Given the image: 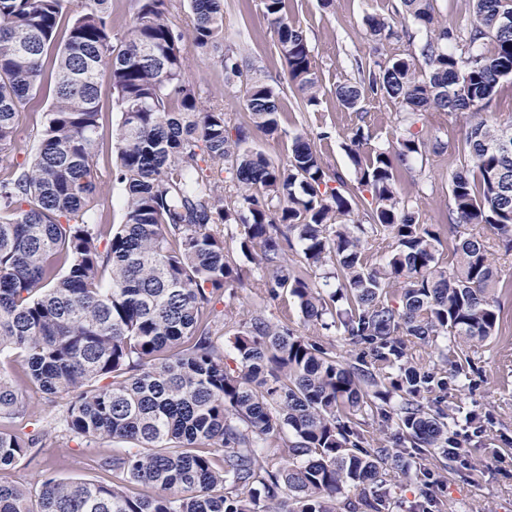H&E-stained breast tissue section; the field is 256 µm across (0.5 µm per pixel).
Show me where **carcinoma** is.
<instances>
[{
  "label": "carcinoma",
  "instance_id": "obj_1",
  "mask_svg": "<svg viewBox=\"0 0 512 512\" xmlns=\"http://www.w3.org/2000/svg\"><path fill=\"white\" fill-rule=\"evenodd\" d=\"M140 2L116 49L111 0H0L1 158L48 59L55 81L34 158L0 178V356L23 354L31 386L71 396L61 431L87 448L111 440L98 466L119 479L47 472L36 508L0 480V512H397L392 469L413 471L417 512H433L434 472L420 460L434 454L454 470L453 426L476 417L439 407L448 380L416 347L437 350L462 388L468 350L499 331L494 254L512 252V148L500 145L512 122L488 108L512 76V0H472L465 30L442 23L437 0L367 18L377 41L414 43L400 16L424 37L411 52L355 60L357 78L336 88L355 112L351 176L301 132L279 164L255 147L256 131L282 136L279 93L229 45L225 83L244 88L247 120L231 127L202 105L185 69L190 53L224 38V0H189L188 37L169 0ZM260 5L290 89L318 105L306 34L285 0ZM105 73L121 113L120 224L89 208ZM368 97L402 108L394 144L368 148L358 108ZM463 112L480 120L448 143L462 159L448 224H425L397 164L429 161L420 116L447 123ZM226 231L252 267L226 253ZM236 288L263 289L269 306L292 299L305 323L360 353L340 358L262 309L239 321L217 313ZM23 414L0 371V473L55 431H22ZM367 418L396 439H367Z\"/></svg>",
  "mask_w": 512,
  "mask_h": 512
}]
</instances>
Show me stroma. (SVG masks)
Wrapping results in <instances>:
<instances>
[{
    "mask_svg": "<svg viewBox=\"0 0 512 512\" xmlns=\"http://www.w3.org/2000/svg\"><path fill=\"white\" fill-rule=\"evenodd\" d=\"M400 0H334L323 7L321 0H287L286 10L309 39L317 73L323 86L318 105H303L289 88L284 63L276 39L259 6V0H224V30L240 46L248 61L259 68L268 83L280 94L282 127L287 133H305L320 150L325 163L333 169L350 172L352 163L345 142L354 115L336 98L337 85L354 80L355 59L375 54V44L366 34L365 20L383 15ZM185 78L193 84L208 108H218L232 121L244 118V91L226 88L221 51L215 50L189 60ZM54 75L45 71L42 89L35 102L25 105L16 133L15 149L0 160V172L28 161L36 152L43 129L44 114L52 101ZM100 144L96 151L98 189L91 200L108 223H121L123 189L112 181L116 150L112 131L120 113L109 80L100 87ZM375 146L391 141L399 121L400 107L390 101L368 98L362 103ZM458 165L447 152L432 154L426 169L402 165L397 169L402 193L420 194L421 220L443 224L448 215V182ZM503 312L497 336L479 346L476 353L478 372L473 384L454 395L465 409L481 419V430L467 427L460 436L467 452V467L441 473L434 491L443 504H471L473 512H512V295L502 298ZM25 361L13 355L0 360L4 370L18 383L28 418L48 423L65 411L67 395L47 396L23 380ZM104 444L93 448L77 446L67 438H57L42 449L32 450L1 478L13 484L35 489L41 475L53 472L59 477L80 481H111L97 462Z\"/></svg>",
    "mask_w": 512,
    "mask_h": 512,
    "instance_id": "35a3bbf8",
    "label": "stroma"
}]
</instances>
